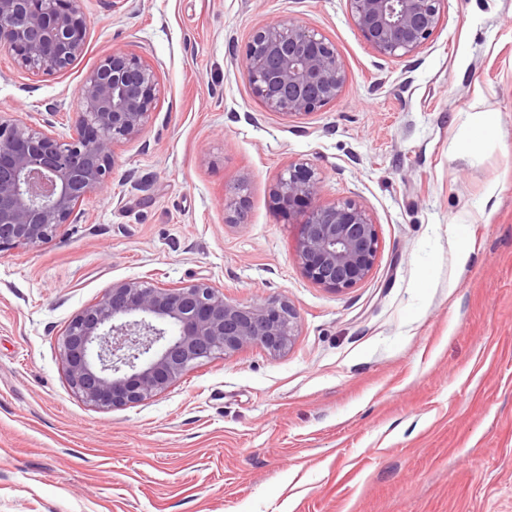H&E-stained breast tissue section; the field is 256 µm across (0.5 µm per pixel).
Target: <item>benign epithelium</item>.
Listing matches in <instances>:
<instances>
[{
  "mask_svg": "<svg viewBox=\"0 0 512 512\" xmlns=\"http://www.w3.org/2000/svg\"><path fill=\"white\" fill-rule=\"evenodd\" d=\"M80 2L0 0V49L30 76L65 71L85 48ZM346 2L366 45L387 59L420 53L442 22L444 0ZM241 75L266 111L285 118L335 101L347 81L334 46L299 20L253 30ZM158 92L151 65L114 50L84 77L69 138L49 132V121L40 127L0 113V252L51 241L79 203L112 182L115 148L140 135ZM321 184L312 164L295 163L279 175L272 200L296 217L295 257L305 276L339 293L368 278L380 241L365 207L354 200L324 204ZM243 191L241 183L224 198L231 224L244 222ZM297 331V311L286 301L244 304L205 281L122 280L68 321L57 350L72 390L109 410L156 396L203 361L254 346L279 355Z\"/></svg>",
  "mask_w": 512,
  "mask_h": 512,
  "instance_id": "1",
  "label": "benign epithelium"
}]
</instances>
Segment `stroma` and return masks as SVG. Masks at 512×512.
<instances>
[{
  "mask_svg": "<svg viewBox=\"0 0 512 512\" xmlns=\"http://www.w3.org/2000/svg\"><path fill=\"white\" fill-rule=\"evenodd\" d=\"M80 7L86 45L65 72L33 78L0 51V113L69 137L83 78L117 48L155 68L158 100L60 236L0 252V512H512V0H445L402 61L372 52L346 0ZM292 19L332 42L347 81L286 119L240 61L255 28ZM301 161L323 203L356 200L377 226L370 276L342 293L305 277L273 205ZM129 279L288 301L298 336L97 409L57 339ZM244 191V184H238L234 188L230 197L224 198V211L227 213L228 222L231 224H241L245 219L246 197L241 192Z\"/></svg>",
  "mask_w": 512,
  "mask_h": 512,
  "instance_id": "35a3bbf8",
  "label": "stroma"
}]
</instances>
